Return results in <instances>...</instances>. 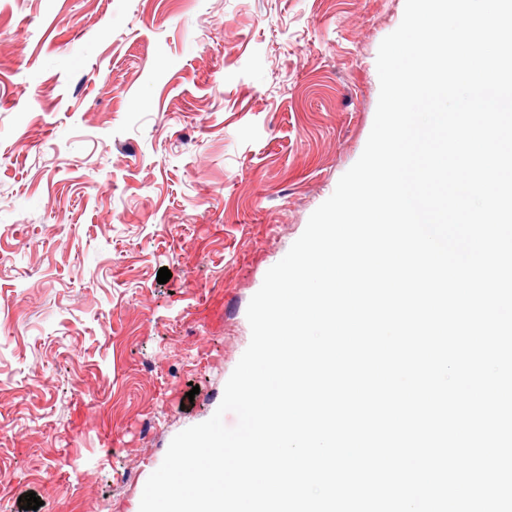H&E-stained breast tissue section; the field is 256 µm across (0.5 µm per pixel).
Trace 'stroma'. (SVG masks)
I'll list each match as a JSON object with an SVG mask.
<instances>
[{"label":"stroma","mask_w":512,"mask_h":512,"mask_svg":"<svg viewBox=\"0 0 512 512\" xmlns=\"http://www.w3.org/2000/svg\"><path fill=\"white\" fill-rule=\"evenodd\" d=\"M404 8L0 0V512H139L362 154Z\"/></svg>","instance_id":"1"}]
</instances>
